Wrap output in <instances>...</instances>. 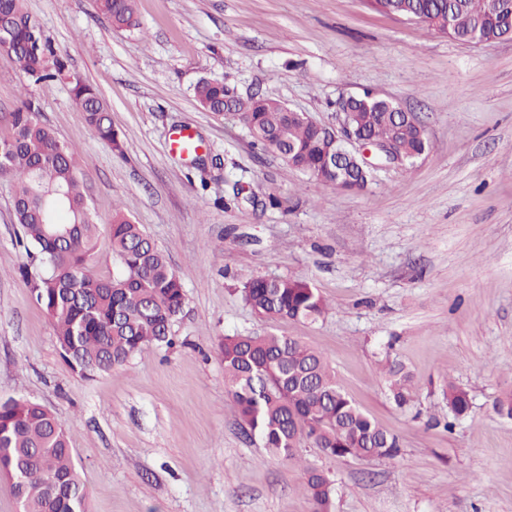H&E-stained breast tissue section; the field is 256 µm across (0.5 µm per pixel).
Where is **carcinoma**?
Instances as JSON below:
<instances>
[{"label": "carcinoma", "instance_id": "1", "mask_svg": "<svg viewBox=\"0 0 512 512\" xmlns=\"http://www.w3.org/2000/svg\"><path fill=\"white\" fill-rule=\"evenodd\" d=\"M99 12L118 30L137 26L135 0H97ZM375 11L415 16L429 29L457 40L489 43L509 38L512 11L504 0H377ZM11 53L32 86L68 79L85 121L112 150L124 153L108 104L91 84L68 74L25 0H0V26ZM199 105L217 115L228 111L253 143L318 181L360 191L369 176L352 167L351 181L336 179L329 160L339 144L325 126L288 112L283 103L246 98L226 82L200 79ZM352 127L377 142H393L411 162L425 153V130L406 121L394 104L374 95L351 106ZM76 147L60 140L41 120L33 100L0 114V176L14 181L13 215L22 229L27 263L20 275L52 321L56 342L70 369L89 377L122 368L151 346L173 344L171 326L182 314L186 294L180 277L142 229L121 211L109 227L117 272L96 271L98 222L83 187ZM242 300L271 320L315 322L326 312L318 290L306 280L252 277L239 289ZM224 386L235 401L245 433L288 461L313 446L328 457L394 458L398 438L375 422L344 391L323 353L294 336L235 333L221 343ZM384 378L395 404L413 401V384L393 362ZM447 429L470 407L468 392L448 381L443 391ZM303 489L313 512H332L333 480L304 468ZM0 475L7 478L21 512H87L88 491L77 467L65 425L30 399L0 400Z\"/></svg>", "mask_w": 512, "mask_h": 512}]
</instances>
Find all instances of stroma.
I'll use <instances>...</instances> for the list:
<instances>
[{
    "label": "stroma",
    "instance_id": "1",
    "mask_svg": "<svg viewBox=\"0 0 512 512\" xmlns=\"http://www.w3.org/2000/svg\"><path fill=\"white\" fill-rule=\"evenodd\" d=\"M73 76L110 107L124 154L98 138L66 80L27 87L0 51V113L32 97L80 153L116 269L114 209L140 224L180 276L173 347L84 378L19 274L26 261L0 176V399L28 398L70 429L89 512H312L302 464L336 483L335 512H512V39L464 43L364 0H137L117 31L96 0H25ZM225 81L336 126L340 96L369 88L414 113L430 147L377 168L367 187L325 185L254 148L194 87ZM189 130L206 158L173 151ZM256 276L301 278L324 297L317 322L256 316L237 293ZM296 336L330 360L347 394L398 437L392 459L274 456L240 426L224 388V336ZM416 387L395 406L381 374ZM471 408L448 431L441 388ZM384 378L398 407H405L413 401L412 380L400 363L392 362L389 364L384 372Z\"/></svg>",
    "mask_w": 512,
    "mask_h": 512
}]
</instances>
